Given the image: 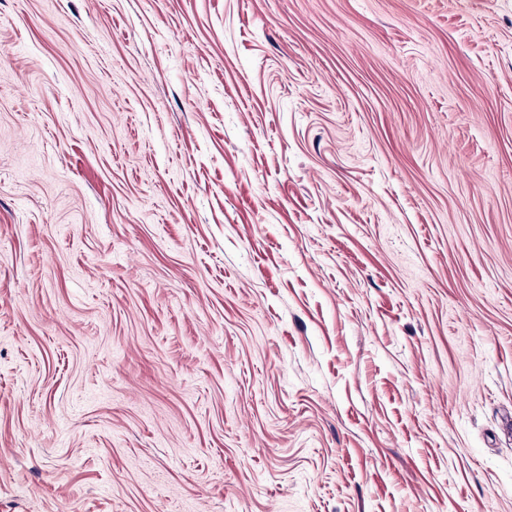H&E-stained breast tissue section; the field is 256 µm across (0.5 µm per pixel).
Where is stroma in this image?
<instances>
[{
	"label": "stroma",
	"instance_id": "1",
	"mask_svg": "<svg viewBox=\"0 0 512 512\" xmlns=\"http://www.w3.org/2000/svg\"><path fill=\"white\" fill-rule=\"evenodd\" d=\"M0 512H512V0H0Z\"/></svg>",
	"mask_w": 512,
	"mask_h": 512
}]
</instances>
